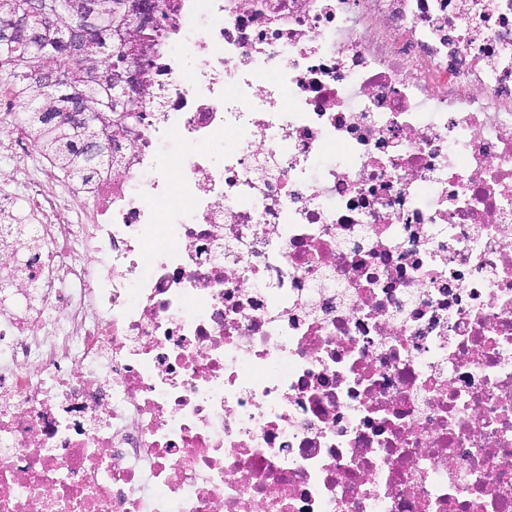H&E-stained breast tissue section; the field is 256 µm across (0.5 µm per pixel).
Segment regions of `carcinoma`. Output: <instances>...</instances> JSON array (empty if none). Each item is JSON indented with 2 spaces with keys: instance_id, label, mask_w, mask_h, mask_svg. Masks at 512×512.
<instances>
[{
  "instance_id": "1",
  "label": "carcinoma",
  "mask_w": 512,
  "mask_h": 512,
  "mask_svg": "<svg viewBox=\"0 0 512 512\" xmlns=\"http://www.w3.org/2000/svg\"><path fill=\"white\" fill-rule=\"evenodd\" d=\"M145 2L152 19L143 28L133 0H94L96 40L74 56L65 50L83 37L84 0H38L26 17L20 0H0V72L39 151L82 185L118 164L112 149L126 136L127 113L151 95L149 51L164 11Z\"/></svg>"
}]
</instances>
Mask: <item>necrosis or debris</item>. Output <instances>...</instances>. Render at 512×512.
<instances>
[{
    "label": "necrosis or debris",
    "instance_id": "necrosis-or-debris-1",
    "mask_svg": "<svg viewBox=\"0 0 512 512\" xmlns=\"http://www.w3.org/2000/svg\"><path fill=\"white\" fill-rule=\"evenodd\" d=\"M165 12L88 223L0 224V512H512V0Z\"/></svg>",
    "mask_w": 512,
    "mask_h": 512
}]
</instances>
